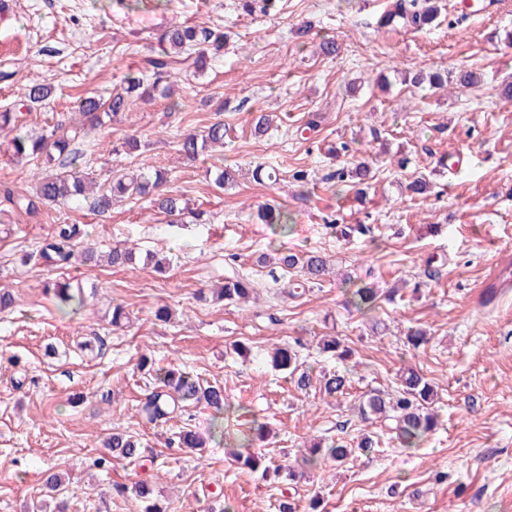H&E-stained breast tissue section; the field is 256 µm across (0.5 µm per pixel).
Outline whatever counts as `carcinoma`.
Instances as JSON below:
<instances>
[{
	"instance_id": "carcinoma-1",
	"label": "carcinoma",
	"mask_w": 512,
	"mask_h": 512,
	"mask_svg": "<svg viewBox=\"0 0 512 512\" xmlns=\"http://www.w3.org/2000/svg\"><path fill=\"white\" fill-rule=\"evenodd\" d=\"M241 8L248 14L256 11L265 15L274 9L276 0H240ZM438 18V8L420 0H395L392 8L380 19L383 27H403L421 30L430 27ZM226 36L211 28L196 26H173L159 38L158 47L150 49L141 59V66L126 73L122 90L101 102L94 97H86L79 103V115L83 117V127L96 130L112 118L122 115L137 101L166 97L169 90V78L174 71L186 67L197 70L203 68L209 59L224 51ZM409 82L431 88H440L448 83V73L418 71L409 78ZM50 95V90L42 84H34L25 89L22 106L39 104ZM21 111L7 109L0 112V133L10 136L8 147L14 161L29 162L42 158L48 163L58 162L60 170L56 173H43L36 178L31 192H19L7 182L0 183V215H25L36 218L43 207L69 201L88 199L87 185L92 183L90 172L83 168V155L72 147L75 137L69 133L63 122H58L50 133L23 131ZM227 129L224 123L215 122L201 131L183 135L179 151L188 159L203 155L208 149L224 146ZM254 180L258 183L279 181L278 169L264 163L255 166ZM370 171L363 162H358L347 170H340L337 179L348 180L359 186L358 194H364L361 186L369 180ZM167 182L165 172L159 169H137L135 171L117 170L113 172L109 188L94 195L90 207L99 212L112 208V204L124 197L152 196L154 211L171 216L189 215L200 222L203 212L193 209L180 195L161 193L159 188ZM257 217L271 226L274 234L286 236L292 229V218L283 206L265 204L257 211ZM86 235L85 229L78 224H58L52 235L45 239L28 258L36 259L40 264L63 268L75 258L77 241ZM135 254L130 247L115 246L107 254V263L112 267H125L133 263ZM276 264L284 272L294 271L304 281L313 283L323 279L326 272V259L318 252L306 254H281ZM56 299L58 309L65 314H77L88 305L95 291L85 292L80 285L54 282L46 285ZM253 291L249 279L233 271L224 276V284L215 290V299L226 304L249 300ZM380 289L369 285L360 286L351 292L350 304L359 312L367 313L379 304ZM319 351L330 353L340 361L352 357V351L337 336H324L319 343ZM272 366L285 371L301 391L311 386L312 377L299 365L297 350L292 347L277 348L271 356ZM156 385L140 401L138 415L150 424L161 422L186 406H202L213 412L209 435L192 429L182 430L172 444L178 448L198 449L207 447L208 440L224 438V419L230 407L224 400V388L201 380L190 371L180 368L155 370ZM321 388L330 397L347 394L348 380L343 374H323ZM438 392L435 386L418 371L408 368L398 375L397 390L394 395L386 396L381 391H370L356 404L357 413L364 422L390 421L395 439L403 448H417L438 428V413L434 409ZM376 440L369 433L360 435L356 443L336 440L324 446L316 442L307 449L302 463L310 470L332 462L344 464L353 454L374 448ZM106 447L112 457L125 459L130 463L140 458V442L124 432H113L106 438ZM241 468L260 474L266 481H295L303 472L295 468H284L272 460L251 453L235 454ZM134 494L139 503L136 512H165V506L155 495L154 488L145 481H138L118 492Z\"/></svg>"
}]
</instances>
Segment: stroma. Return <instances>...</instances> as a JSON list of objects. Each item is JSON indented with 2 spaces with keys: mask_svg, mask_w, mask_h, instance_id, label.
Listing matches in <instances>:
<instances>
[{
  "mask_svg": "<svg viewBox=\"0 0 512 512\" xmlns=\"http://www.w3.org/2000/svg\"><path fill=\"white\" fill-rule=\"evenodd\" d=\"M392 0H278L269 15H246L238 0H11L0 12V109L18 105L27 86L51 87L47 103L25 120L35 131L70 118L80 98H108L155 37L174 25L223 27L230 39L221 59L202 73L173 76L174 94L138 104L110 132L76 139L92 168L153 167L167 188L207 223H172L147 198L130 197L99 214L86 203L44 207L37 218L0 224V286L16 296L0 312V512H38L45 471L68 476L59 496L65 512H133L134 499L118 485L151 479L168 512H278L288 499L306 512H512V289L479 304L482 283L498 260L512 255V102L498 86L512 77V0H480L466 15L462 0H439L436 27L382 28ZM334 38L336 56L320 55L321 38ZM440 69L480 73V84L439 90L402 82L404 72ZM256 112H272L278 128L257 137ZM319 115L316 132L295 130ZM229 129L223 152L189 161L181 136L215 121ZM137 136V150L121 147ZM350 152H340L341 143ZM463 153L460 171L443 170L442 157ZM407 158L406 169L393 166ZM362 161L372 172L365 199L326 174ZM269 163L277 184L253 181L250 170ZM239 170L235 186L219 189L212 166ZM305 169L310 181L292 173ZM429 179L424 196L401 194L405 174ZM287 205L288 236L260 223L261 204ZM368 225L346 241L331 223ZM85 224L81 247L104 254L134 245L167 259L165 272L135 264L73 263L64 269L23 264L55 225ZM326 255L332 274L292 296V275L277 269L280 251ZM233 253L254 282L247 304L201 300L224 277ZM96 288L90 306L60 313L49 282ZM397 289L370 315L349 303L357 286ZM128 324L113 328V305ZM161 304L170 321L155 320ZM426 330L412 348L408 336ZM341 337L353 351L347 362L319 353L315 339ZM252 353L237 355L235 344ZM297 346L312 376L346 371L345 396L327 401L318 387L297 390L272 369L270 348ZM174 365L224 388L235 412L225 420L227 444L203 454L167 447L185 424L209 429V411L195 408L149 424L135 406L155 385L137 367L141 356ZM413 367L438 389L440 425L418 448L399 447L387 423H366L354 406L371 389L393 391L400 368ZM267 427L264 437L253 423ZM137 436L139 464L111 458L109 433ZM372 433L377 445L338 469L269 483L224 455L225 447L259 451L283 466H297L305 445L357 440ZM109 463L98 468L94 459Z\"/></svg>",
  "mask_w": 512,
  "mask_h": 512,
  "instance_id": "stroma-1",
  "label": "stroma"
}]
</instances>
